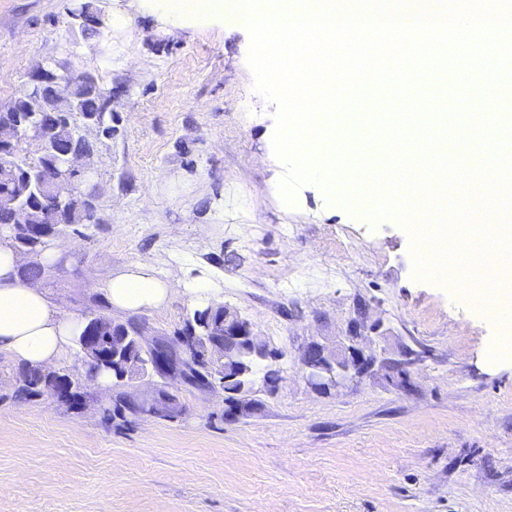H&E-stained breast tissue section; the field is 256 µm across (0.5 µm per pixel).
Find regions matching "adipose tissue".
I'll return each instance as SVG.
<instances>
[{"mask_svg":"<svg viewBox=\"0 0 512 512\" xmlns=\"http://www.w3.org/2000/svg\"><path fill=\"white\" fill-rule=\"evenodd\" d=\"M23 262L0 234V352L8 353L16 365L43 369L67 355L84 324L53 303L40 285L21 281ZM179 290L201 308L216 301L205 280L162 278L143 261L111 275L101 286L110 307L124 313L161 308Z\"/></svg>","mask_w":512,"mask_h":512,"instance_id":"1","label":"adipose tissue"}]
</instances>
